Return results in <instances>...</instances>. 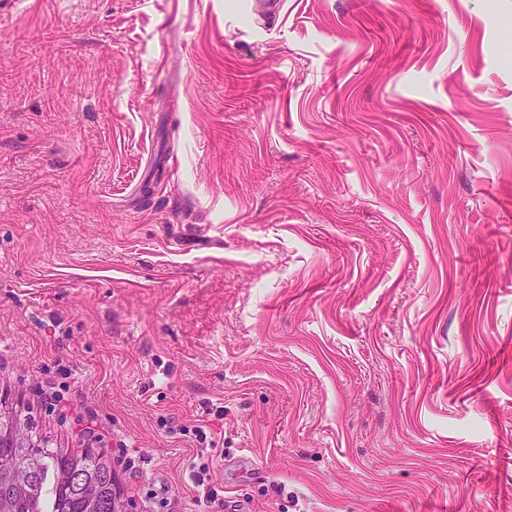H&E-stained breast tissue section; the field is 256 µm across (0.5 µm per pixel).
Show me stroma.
Masks as SVG:
<instances>
[{
  "label": "stroma",
  "mask_w": 512,
  "mask_h": 512,
  "mask_svg": "<svg viewBox=\"0 0 512 512\" xmlns=\"http://www.w3.org/2000/svg\"><path fill=\"white\" fill-rule=\"evenodd\" d=\"M280 2L0 0V398L133 512H512V0Z\"/></svg>",
  "instance_id": "stroma-1"
}]
</instances>
